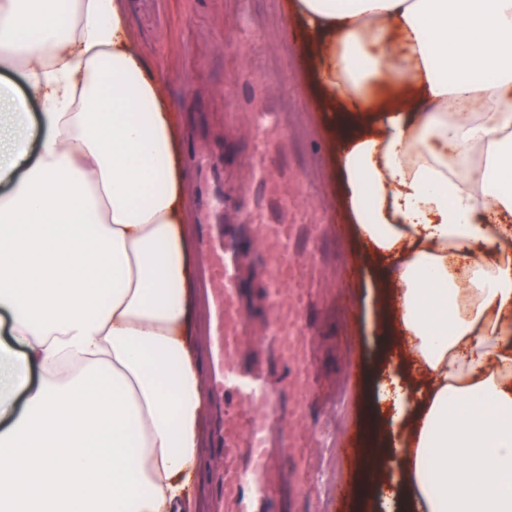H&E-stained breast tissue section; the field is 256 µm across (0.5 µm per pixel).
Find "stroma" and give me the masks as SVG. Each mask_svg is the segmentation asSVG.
<instances>
[{
    "label": "stroma",
    "mask_w": 512,
    "mask_h": 512,
    "mask_svg": "<svg viewBox=\"0 0 512 512\" xmlns=\"http://www.w3.org/2000/svg\"><path fill=\"white\" fill-rule=\"evenodd\" d=\"M130 31L143 56L157 63L173 105L182 114L186 146L203 142L223 178L227 213L225 234L248 244V232L233 209L243 185L251 182L255 162L242 121L272 108L280 128L269 139L263 162L270 179L257 201L268 223L288 220L311 224L332 242L324 269L323 304L312 317L316 374L328 401H342L329 423L337 444L361 431L360 411L366 386L355 383L354 370L382 374L377 312L379 292L372 261L357 251L353 235L333 236L330 227L348 224L343 186L330 139L322 97L314 86L304 48L288 37V0H127ZM251 34L240 43L241 30ZM288 194V212L276 199ZM346 292L354 316L336 302ZM209 446L192 486L197 512H219L217 470L220 422L209 418Z\"/></svg>",
    "instance_id": "obj_1"
}]
</instances>
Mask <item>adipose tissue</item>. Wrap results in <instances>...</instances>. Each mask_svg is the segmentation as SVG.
<instances>
[{"label":"adipose tissue","mask_w":512,"mask_h":512,"mask_svg":"<svg viewBox=\"0 0 512 512\" xmlns=\"http://www.w3.org/2000/svg\"><path fill=\"white\" fill-rule=\"evenodd\" d=\"M288 21L339 107L356 235L395 265L363 499L512 512V0H296ZM16 71L41 103L27 141ZM452 100L480 119L449 120ZM183 139L125 0H0V512H193Z\"/></svg>","instance_id":"adipose-tissue-1"}]
</instances>
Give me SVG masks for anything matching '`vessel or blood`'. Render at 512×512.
<instances>
[{
	"instance_id": "b4317fda",
	"label": "vessel or blood",
	"mask_w": 512,
	"mask_h": 512,
	"mask_svg": "<svg viewBox=\"0 0 512 512\" xmlns=\"http://www.w3.org/2000/svg\"><path fill=\"white\" fill-rule=\"evenodd\" d=\"M250 125L255 152L263 154L278 115L253 113ZM196 161L203 181L197 207L207 255L205 288L220 352L211 391L224 398V512H275L283 487L274 470L307 475L314 452L333 446L325 419L308 414L315 385L305 339L319 298L316 281L324 247L312 225L261 223L252 193H243L240 210L255 241L252 271L266 283L268 311L259 337L250 338L251 313L241 297L236 244L213 230L224 200L209 186L210 156L197 154Z\"/></svg>"
}]
</instances>
